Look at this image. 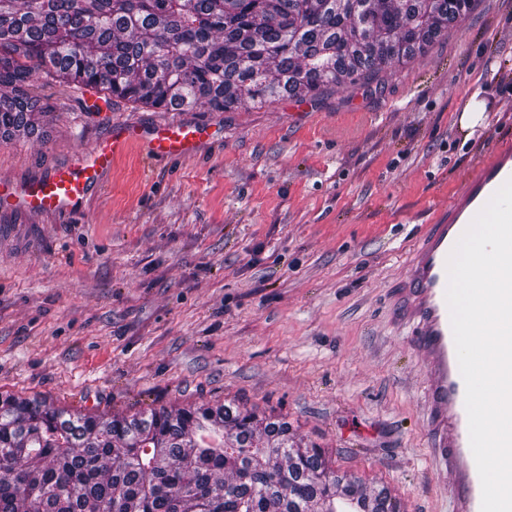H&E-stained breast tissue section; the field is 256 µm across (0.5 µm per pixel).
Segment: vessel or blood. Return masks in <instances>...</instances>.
Returning <instances> with one entry per match:
<instances>
[{"label":"vessel or blood","instance_id":"obj_1","mask_svg":"<svg viewBox=\"0 0 512 512\" xmlns=\"http://www.w3.org/2000/svg\"><path fill=\"white\" fill-rule=\"evenodd\" d=\"M204 126L184 121L114 128L90 151L66 164L24 182L0 181V211L32 217L77 216L103 184L115 157L128 148L142 149L150 159H184L204 143ZM512 179V150L503 149L484 163L478 175L462 188L439 223L422 234L406 266L399 297L402 321L412 327L410 349L426 361L425 403L433 417L429 454L442 460V479L448 480L455 512H480L482 486L470 447L465 409V383L460 372L446 302L447 261L455 244L497 190Z\"/></svg>","mask_w":512,"mask_h":512}]
</instances>
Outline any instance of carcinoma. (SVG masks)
Wrapping results in <instances>:
<instances>
[{
  "instance_id": "1",
  "label": "carcinoma",
  "mask_w": 512,
  "mask_h": 512,
  "mask_svg": "<svg viewBox=\"0 0 512 512\" xmlns=\"http://www.w3.org/2000/svg\"><path fill=\"white\" fill-rule=\"evenodd\" d=\"M474 0H7L0 141L50 77L106 101L262 109L370 82L427 52ZM396 512L386 488L329 475L284 419L235 404L101 419L0 395V512Z\"/></svg>"
}]
</instances>
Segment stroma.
<instances>
[{
    "instance_id": "obj_1",
    "label": "stroma",
    "mask_w": 512,
    "mask_h": 512,
    "mask_svg": "<svg viewBox=\"0 0 512 512\" xmlns=\"http://www.w3.org/2000/svg\"><path fill=\"white\" fill-rule=\"evenodd\" d=\"M512 0L381 82L283 95L183 121L192 158L130 148L79 217L0 214V392L106 417L216 405L285 417L336 473L386 486L398 512H433L425 363L393 288L426 225L512 148ZM486 120L458 117L473 93ZM32 132L0 143L25 181L168 113L41 79Z\"/></svg>"
}]
</instances>
